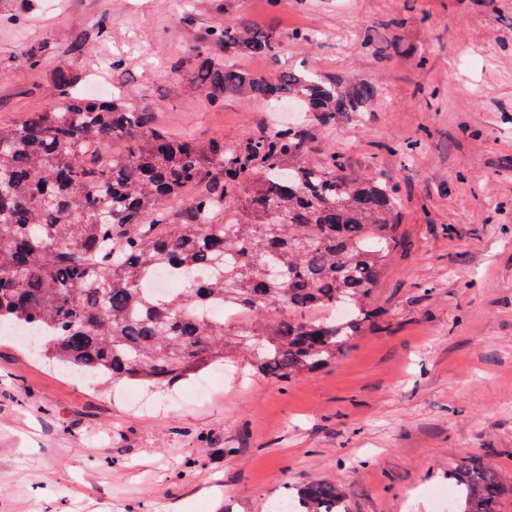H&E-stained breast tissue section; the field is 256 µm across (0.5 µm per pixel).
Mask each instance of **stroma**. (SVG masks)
Returning <instances> with one entry per match:
<instances>
[{
    "mask_svg": "<svg viewBox=\"0 0 512 512\" xmlns=\"http://www.w3.org/2000/svg\"><path fill=\"white\" fill-rule=\"evenodd\" d=\"M123 79L162 122L233 145L269 122L265 106L213 110L167 62L187 41L175 0H108ZM253 24L317 28L307 53L386 95L365 124L328 137L352 172L397 187L400 247L372 299L384 316L336 363L284 383L228 363L135 407L137 385H90L0 337V512H270L287 487L342 485L348 512H448L429 494L471 459L495 469L512 512V0H241ZM74 18L56 0L22 31L0 25V120L55 99L58 43ZM373 30L388 48L373 56ZM400 40V49L389 46ZM44 51L38 69L26 47ZM424 56L426 68L413 60ZM440 89L441 102L429 94ZM428 137L406 161L385 144Z\"/></svg>",
    "mask_w": 512,
    "mask_h": 512,
    "instance_id": "stroma-1",
    "label": "stroma"
}]
</instances>
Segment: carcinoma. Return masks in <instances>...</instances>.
I'll return each instance as SVG.
<instances>
[{
    "label": "carcinoma",
    "mask_w": 512,
    "mask_h": 512,
    "mask_svg": "<svg viewBox=\"0 0 512 512\" xmlns=\"http://www.w3.org/2000/svg\"><path fill=\"white\" fill-rule=\"evenodd\" d=\"M238 0H198L177 16L187 52L170 72L217 110L233 100L288 107L295 117L244 138H199L162 127L122 87L91 97L74 60L110 37L103 10L55 53L53 105L0 122V330L33 327L40 355L105 384L164 390L241 358L279 383L315 372L364 335L385 263L399 245L401 200L392 185L346 174V153L326 142L344 121L369 120L377 87L347 72L325 74L306 57L268 75L242 58L276 60L318 32L229 20ZM39 0L0 21L20 29ZM422 138L384 146L412 158ZM106 146L105 162L94 156ZM161 267L184 286L152 294ZM213 303L283 314L246 331L198 312ZM318 309L344 318H316ZM458 512H497L505 487L472 459L448 471ZM297 512H344L342 485L294 488Z\"/></svg>",
    "instance_id": "obj_1"
}]
</instances>
